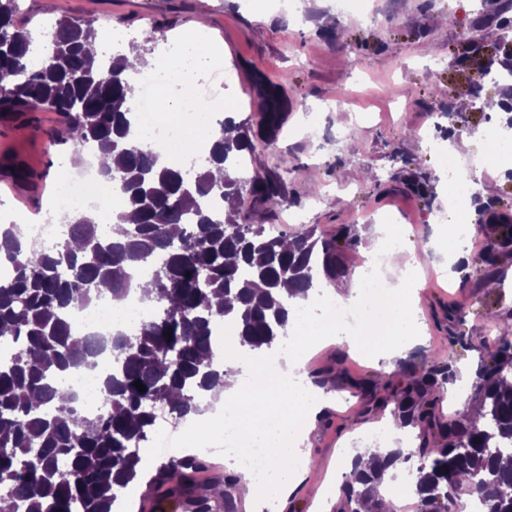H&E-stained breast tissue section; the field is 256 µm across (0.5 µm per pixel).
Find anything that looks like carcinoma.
I'll return each mask as SVG.
<instances>
[{
	"instance_id": "cac0c4a2",
	"label": "carcinoma",
	"mask_w": 512,
	"mask_h": 512,
	"mask_svg": "<svg viewBox=\"0 0 512 512\" xmlns=\"http://www.w3.org/2000/svg\"><path fill=\"white\" fill-rule=\"evenodd\" d=\"M18 0H0V116L25 128L37 112L63 118L73 160L93 148L116 153L122 164L102 171L113 193L137 215L124 239L101 235L81 214L69 236L51 249L24 243L22 225L0 224V263L13 277L0 285V339L18 343L0 360V512H114L119 495L141 474L139 449L155 430L159 413L183 421L201 413L200 401L217 396L234 372L242 348L261 353L285 335L296 300L314 280L335 281L348 268L342 251L357 245L346 234L315 232L273 237L249 223L243 197L268 213L281 204L279 184L254 173L239 176L237 161L255 149L246 122L226 117L213 133L206 162L193 176L162 162L160 153L131 134L134 123L130 58L134 45L110 58L91 51L96 18L57 19L52 47L35 53L32 36L18 19ZM260 129L272 144L288 101L281 85L257 76ZM224 167L216 180L210 168ZM151 266L141 297L155 312L137 332L112 340L114 369L102 382L103 413L83 414L56 378L92 363L98 342L76 338L74 311L108 298L123 301L138 267ZM237 325L234 345L212 339L215 323ZM405 386L393 402L402 423L420 429L413 487L421 512H450L456 498H477L484 512H512V340L503 332L485 347L475 388L480 424L442 421L436 414L437 379L450 367L417 375L402 366ZM145 385L140 392L135 382ZM441 444L429 446V437ZM387 462L354 469L345 482L346 512H387L381 476ZM201 463L171 460L159 474L162 496L189 489Z\"/></svg>"
}]
</instances>
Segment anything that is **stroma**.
I'll list each match as a JSON object with an SVG mask.
<instances>
[{
	"label": "stroma",
	"mask_w": 512,
	"mask_h": 512,
	"mask_svg": "<svg viewBox=\"0 0 512 512\" xmlns=\"http://www.w3.org/2000/svg\"><path fill=\"white\" fill-rule=\"evenodd\" d=\"M375 18L357 14L337 18L330 0H210L207 37L223 49V65L202 66L196 86L208 100L234 106L238 119L258 124L260 99L254 81L265 75L281 83L291 105L275 147L258 144L252 170L276 180L282 204L274 215L253 208L251 223L275 224L281 232L311 229L333 236L347 228L358 240L347 251L356 264L369 250L377 227L395 217L419 265L420 286L413 294L421 327L406 358L415 364L450 366L456 379L444 383L440 408L454 418L458 405L480 404L472 386L483 349L474 337L483 335L489 319L512 331V243H498L482 207L493 203L512 214V175L500 168L483 169L475 184L476 198L467 211L480 225L481 239L496 246L495 265L476 254L449 266L445 247L448 227L434 223L446 204L439 178L441 158L426 130L441 125L447 134L472 140V158L486 150L489 111L485 101L512 95L508 87L484 82L472 98V72L481 56H501L493 38L502 17L501 0H371ZM23 19L38 48H50L46 18L94 16L101 35L113 48L127 51L142 28L161 25L164 34L150 44L161 57L169 45L182 42L196 18L198 0H19ZM483 36L481 54L466 45ZM58 117L41 112L28 129L0 134V154H23L40 170L43 187L34 200L0 185V221L11 222L12 209L38 210L53 188L56 157L64 153L55 133ZM452 274H444V267ZM467 344H450V334ZM310 382L334 378L337 403L316 416L306 447L319 461L285 504L287 512H312L319 500L342 494L337 460L343 449H364L363 438L384 428L393 406L377 400L399 386L400 369L386 359L350 353L347 345L323 342L304 361ZM171 448L153 455L152 466L134 483L133 512H181L177 501L150 496L148 479L155 468L185 456L178 435Z\"/></svg>",
	"instance_id": "35a3bbf8"
}]
</instances>
